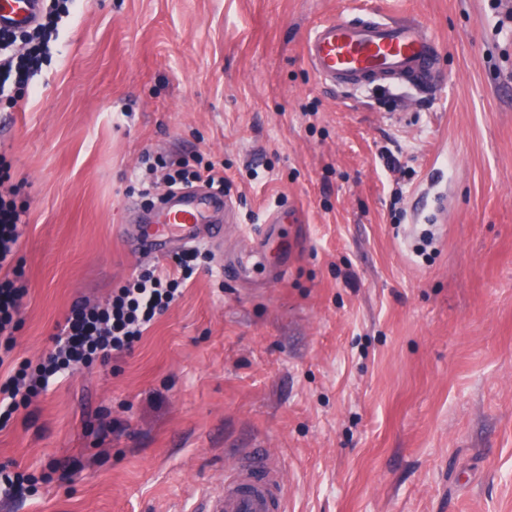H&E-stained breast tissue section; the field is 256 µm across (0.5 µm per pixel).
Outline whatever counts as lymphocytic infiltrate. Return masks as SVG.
<instances>
[{
	"label": "lymphocytic infiltrate",
	"mask_w": 512,
	"mask_h": 512,
	"mask_svg": "<svg viewBox=\"0 0 512 512\" xmlns=\"http://www.w3.org/2000/svg\"><path fill=\"white\" fill-rule=\"evenodd\" d=\"M78 0H45L37 22L12 32L0 30V96L27 86L41 72L59 38V25L77 9ZM10 162L0 154V269L10 277L0 280V365L10 362L14 373L0 382V429L6 428L19 410L28 408L57 379L94 362L131 351L143 332L182 297V285L195 273L202 256L191 249L173 257L169 270L139 272L118 288L102 305L81 299L73 303L64 321L51 336L52 348L38 364L16 360L15 334L27 288L18 274L19 251L26 231V209L15 199L16 187L8 186ZM152 172L170 189L201 183L220 189L224 171L215 162L199 168L156 158Z\"/></svg>",
	"instance_id": "f902f5d3"
}]
</instances>
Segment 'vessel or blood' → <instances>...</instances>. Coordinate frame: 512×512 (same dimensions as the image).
<instances>
[{
	"label": "vessel or blood",
	"mask_w": 512,
	"mask_h": 512,
	"mask_svg": "<svg viewBox=\"0 0 512 512\" xmlns=\"http://www.w3.org/2000/svg\"><path fill=\"white\" fill-rule=\"evenodd\" d=\"M43 0H0V27L21 29L38 16ZM306 59L317 77L334 90L428 86L439 77L438 45L413 17L364 14L339 17L315 25L304 44ZM232 213L231 200L203 188L171 193L151 223L142 224L126 242L136 254L164 258L194 246H217L229 224H211L209 210ZM298 220L295 210L278 208L262 227L247 233L243 252L225 256V279L251 277L258 260H266L276 279L288 275V255L297 236L281 227ZM197 512H287L283 475L265 448L236 455L224 468L219 487L205 489Z\"/></svg>",
	"instance_id": "vessel-or-blood-1"
}]
</instances>
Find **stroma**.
<instances>
[{
	"mask_svg": "<svg viewBox=\"0 0 512 512\" xmlns=\"http://www.w3.org/2000/svg\"><path fill=\"white\" fill-rule=\"evenodd\" d=\"M364 13L415 15L439 85H324L309 32ZM0 151L33 363L76 300L171 266L122 237L157 200L144 153L223 164L241 227L301 218L286 280L225 281L211 253L131 353L0 430L37 479L0 512H193L260 443L288 512H512V0H82L0 97Z\"/></svg>",
	"mask_w": 512,
	"mask_h": 512,
	"instance_id": "1",
	"label": "stroma"
}]
</instances>
